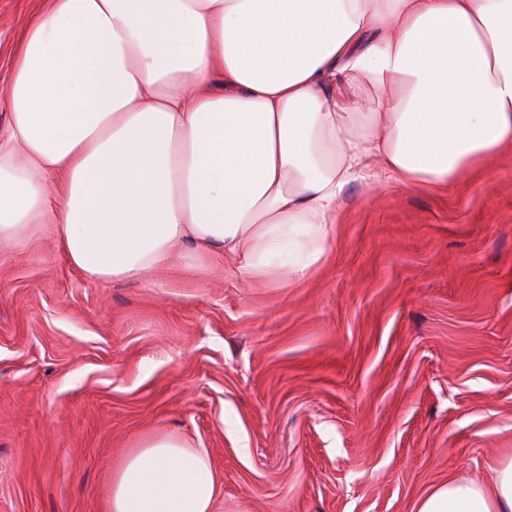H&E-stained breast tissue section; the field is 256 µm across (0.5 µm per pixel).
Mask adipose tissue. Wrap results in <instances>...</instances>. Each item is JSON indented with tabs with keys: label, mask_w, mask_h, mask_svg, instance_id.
Instances as JSON below:
<instances>
[{
	"label": "adipose tissue",
	"mask_w": 512,
	"mask_h": 512,
	"mask_svg": "<svg viewBox=\"0 0 512 512\" xmlns=\"http://www.w3.org/2000/svg\"><path fill=\"white\" fill-rule=\"evenodd\" d=\"M0 97V247L51 217L96 281L186 247L301 280L352 184L445 191L512 153V0H45ZM218 492L205 450L159 435L110 512ZM414 512H512V454Z\"/></svg>",
	"instance_id": "adipose-tissue-1"
}]
</instances>
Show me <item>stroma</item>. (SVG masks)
Listing matches in <instances>:
<instances>
[{
    "label": "stroma",
    "mask_w": 512,
    "mask_h": 512,
    "mask_svg": "<svg viewBox=\"0 0 512 512\" xmlns=\"http://www.w3.org/2000/svg\"><path fill=\"white\" fill-rule=\"evenodd\" d=\"M42 0H0V79ZM214 512H413L512 452V156L445 193L360 183L300 281L188 251L92 281L50 228L0 249V512H109L151 437Z\"/></svg>",
    "instance_id": "35a3bbf8"
}]
</instances>
